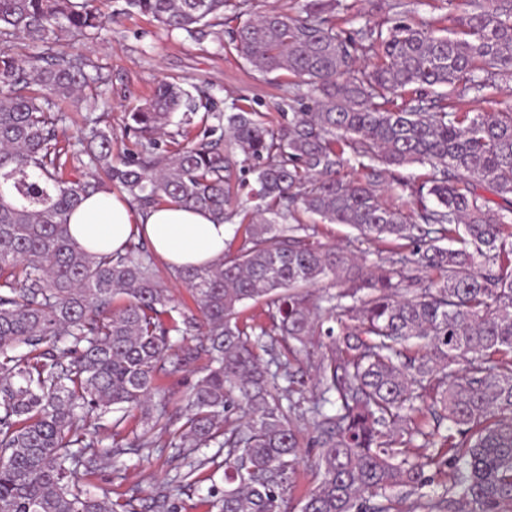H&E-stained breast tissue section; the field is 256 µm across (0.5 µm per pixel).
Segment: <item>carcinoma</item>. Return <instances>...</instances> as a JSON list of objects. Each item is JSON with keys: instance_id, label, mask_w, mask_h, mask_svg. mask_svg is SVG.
Returning a JSON list of instances; mask_svg holds the SVG:
<instances>
[{"instance_id": "1", "label": "carcinoma", "mask_w": 512, "mask_h": 512, "mask_svg": "<svg viewBox=\"0 0 512 512\" xmlns=\"http://www.w3.org/2000/svg\"><path fill=\"white\" fill-rule=\"evenodd\" d=\"M95 2L0 0V512H130L83 489L78 468L92 475L129 447H154L153 431L167 428L165 357L172 336L193 330L180 360L204 354L208 366L181 397L176 437L218 452L157 487L156 512H182L195 473L221 455L223 484L203 499L212 512H288L306 420L319 482L301 512H404L441 473L443 492L417 507L512 512V104L458 108L512 79V0H462L445 35L400 18L351 37L336 30V0L256 18L239 0L237 52L262 76L286 73L290 99L311 106L273 128L246 109L213 111L202 88L162 82L129 113L140 149L122 156L99 117L79 150L59 134L70 108H96L82 91L99 66L55 50L100 37ZM125 2L204 36L224 25L228 0ZM21 45L33 49L22 64ZM368 53L376 61L359 65ZM181 109L205 111L229 138L158 151L154 134ZM236 152L256 174L257 213L220 263L174 271L197 311L170 305L142 242L89 254L73 241L68 217L96 191L230 218ZM75 164L83 178H65ZM412 165L430 172L412 180L401 173ZM386 180L411 190L413 210L384 202ZM305 214L385 243L389 256L369 263L315 244ZM342 280L351 287L316 303L305 292ZM249 302L263 320L244 315ZM311 347L309 400L295 364ZM114 411L104 446L89 423ZM133 411L147 429L125 446L117 437Z\"/></svg>"}]
</instances>
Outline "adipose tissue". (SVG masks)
<instances>
[{
    "mask_svg": "<svg viewBox=\"0 0 512 512\" xmlns=\"http://www.w3.org/2000/svg\"><path fill=\"white\" fill-rule=\"evenodd\" d=\"M73 240L91 254L121 252L131 239L146 238L168 265L207 267L224 256L227 226L209 212L163 203L142 211L103 191L89 194L69 216Z\"/></svg>",
    "mask_w": 512,
    "mask_h": 512,
    "instance_id": "ef3b65f1",
    "label": "adipose tissue"
}]
</instances>
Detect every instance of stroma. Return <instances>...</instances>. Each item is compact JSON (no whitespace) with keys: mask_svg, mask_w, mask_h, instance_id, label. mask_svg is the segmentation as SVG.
<instances>
[{"mask_svg":"<svg viewBox=\"0 0 512 512\" xmlns=\"http://www.w3.org/2000/svg\"><path fill=\"white\" fill-rule=\"evenodd\" d=\"M396 1L341 0L337 23L344 34L351 35L365 23L391 21ZM100 7L109 17L100 38L87 44L69 38L60 42L57 50L89 54L99 65L102 80L89 92L104 96L106 125L119 151H138L136 138L125 130L127 114L143 105L164 80L179 81L188 89L207 87L218 112L229 113L244 106L276 121L281 114L301 111V104L289 100L281 73L260 75L238 55L230 40L237 14L234 6L225 7L223 26L214 28L200 42L186 32H170L148 17L125 12V0H102ZM203 366L199 360L187 367L170 368L162 380L170 394L168 433L162 434L151 451H128L115 466L86 477L87 490L132 501L136 512H153L155 488L186 470L187 451L171 446L170 433L182 424L179 397L201 377Z\"/></svg>","mask_w":512,"mask_h":512,"instance_id":"stroma-1","label":"stroma"}]
</instances>
